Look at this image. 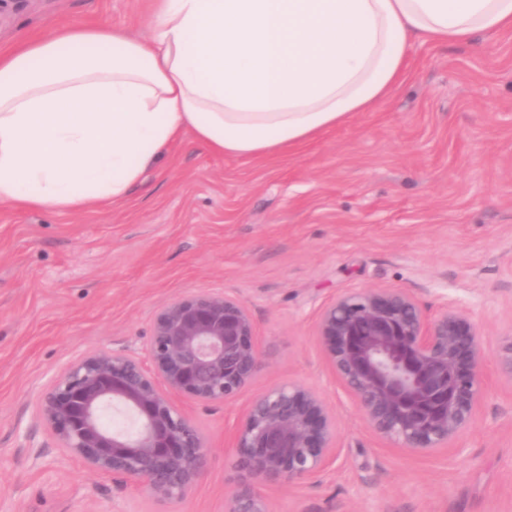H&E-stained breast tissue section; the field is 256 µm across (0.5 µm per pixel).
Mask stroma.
<instances>
[{"mask_svg": "<svg viewBox=\"0 0 512 512\" xmlns=\"http://www.w3.org/2000/svg\"><path fill=\"white\" fill-rule=\"evenodd\" d=\"M105 21L146 37L149 0H33L0 24V48L50 23ZM402 85L298 153L219 156L192 134L120 204L71 212L0 203V512H225L232 438L253 395L302 383L339 421L321 475L267 490L270 512H512V31L466 44L416 40ZM403 288L429 315L464 312L483 352L472 426L413 455L371 432L316 337L340 294ZM246 301L260 369L232 404L174 396L203 432L206 470L181 500L89 471L36 414L66 362L143 352L182 296Z\"/></svg>", "mask_w": 512, "mask_h": 512, "instance_id": "stroma-1", "label": "stroma"}]
</instances>
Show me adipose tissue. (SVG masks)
<instances>
[{
    "label": "adipose tissue",
    "instance_id": "1",
    "mask_svg": "<svg viewBox=\"0 0 512 512\" xmlns=\"http://www.w3.org/2000/svg\"><path fill=\"white\" fill-rule=\"evenodd\" d=\"M147 38L73 24L0 52V203L119 202L183 132L297 150L401 81L416 39L512 29V0H154Z\"/></svg>",
    "mask_w": 512,
    "mask_h": 512
}]
</instances>
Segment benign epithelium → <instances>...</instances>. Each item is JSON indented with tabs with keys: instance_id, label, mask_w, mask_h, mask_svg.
Wrapping results in <instances>:
<instances>
[{
	"instance_id": "benign-epithelium-1",
	"label": "benign epithelium",
	"mask_w": 512,
	"mask_h": 512,
	"mask_svg": "<svg viewBox=\"0 0 512 512\" xmlns=\"http://www.w3.org/2000/svg\"><path fill=\"white\" fill-rule=\"evenodd\" d=\"M316 333L379 437L430 454L471 426L482 396V348L464 313L445 309L431 318L403 288L361 289L325 306ZM259 367L242 299L178 297L157 313L146 358L101 348L68 361L41 389L37 414L67 456L177 502L204 473L209 448L172 395L232 403ZM114 407L132 416L135 432L105 425L104 412ZM338 431L336 415L311 387L274 384L255 395L235 432L242 483L228 512H269L264 490L324 472L336 458Z\"/></svg>"
}]
</instances>
